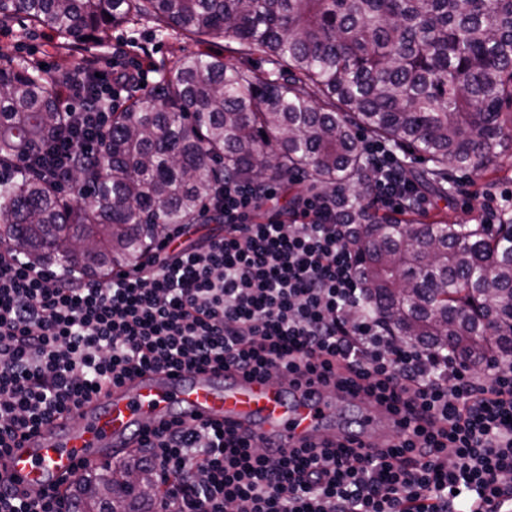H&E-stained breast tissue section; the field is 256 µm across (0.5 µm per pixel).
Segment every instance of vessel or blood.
I'll return each mask as SVG.
<instances>
[{
	"label": "vessel or blood",
	"instance_id": "1",
	"mask_svg": "<svg viewBox=\"0 0 512 512\" xmlns=\"http://www.w3.org/2000/svg\"><path fill=\"white\" fill-rule=\"evenodd\" d=\"M341 401L325 390L313 403L302 391L233 371L151 370L103 389L73 417L22 441L0 457V472L34 498L51 486L65 488L81 464L107 460L114 449L135 446L142 429L175 417L218 422L285 447L320 442L336 438L327 416Z\"/></svg>",
	"mask_w": 512,
	"mask_h": 512
}]
</instances>
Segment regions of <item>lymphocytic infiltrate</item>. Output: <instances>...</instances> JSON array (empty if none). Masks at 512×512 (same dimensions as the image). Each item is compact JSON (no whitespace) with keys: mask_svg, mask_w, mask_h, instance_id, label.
<instances>
[{"mask_svg":"<svg viewBox=\"0 0 512 512\" xmlns=\"http://www.w3.org/2000/svg\"><path fill=\"white\" fill-rule=\"evenodd\" d=\"M139 72L103 74L89 112L84 75L67 131L27 166L50 182L99 157L111 105L140 88ZM373 172L361 194L299 198L258 214L273 183L228 180L207 206L220 231L162 233L133 270L106 279L57 271L0 247V455L103 386L141 372L210 367L298 385L319 376L389 403L400 421L381 446L282 448L171 422L133 453L157 492L151 512H487L512 504V367L456 368L444 347L391 335L367 313L351 241L352 208L421 202L385 145L369 142ZM0 512H78L70 490L28 500L0 476Z\"/></svg>","mask_w":512,"mask_h":512,"instance_id":"obj_1","label":"lymphocytic infiltrate"}]
</instances>
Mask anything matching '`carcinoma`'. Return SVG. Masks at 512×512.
<instances>
[{
  "label": "carcinoma",
  "mask_w": 512,
  "mask_h": 512,
  "mask_svg": "<svg viewBox=\"0 0 512 512\" xmlns=\"http://www.w3.org/2000/svg\"><path fill=\"white\" fill-rule=\"evenodd\" d=\"M24 17L88 51L132 18L198 40L220 31L264 72L187 54L161 84L112 112L107 169L78 165L76 199L23 166L61 133L60 90L80 62L46 76L0 53V244L90 276L138 264L165 226L193 224L226 179L301 174L330 189L365 184L359 131L417 152L439 193L482 171L512 139V0H15ZM95 40H89V37ZM358 273L368 311L403 339L451 346L464 364L512 365V219L403 224L358 211ZM84 512H141L149 481L80 487Z\"/></svg>",
  "instance_id": "cac0c4a2"
}]
</instances>
